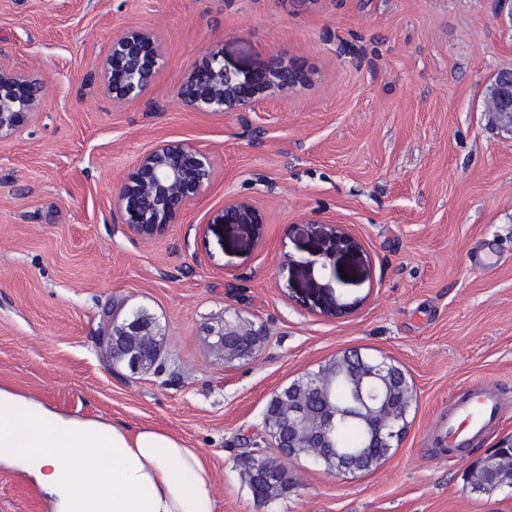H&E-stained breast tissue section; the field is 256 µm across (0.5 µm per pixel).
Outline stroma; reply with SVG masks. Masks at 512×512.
Here are the masks:
<instances>
[{
  "label": "stroma",
  "mask_w": 512,
  "mask_h": 512,
  "mask_svg": "<svg viewBox=\"0 0 512 512\" xmlns=\"http://www.w3.org/2000/svg\"><path fill=\"white\" fill-rule=\"evenodd\" d=\"M131 27L160 32L166 64L116 105L99 66ZM210 48L232 71L295 59L314 83L250 112L184 110L174 97ZM0 60L49 84L37 120L0 142L1 385L178 435L207 457L219 512H512V489L465 481L512 437V135L485 106L512 70V0H0ZM168 140L212 154L215 178L163 234L132 238L118 184ZM239 197L259 235L211 223ZM317 219L350 246L324 255ZM328 289L343 313L323 311ZM108 308L154 318L161 367L101 356ZM233 313L263 338L246 362L205 340ZM347 349L408 370L406 436L356 475L294 460L288 497L258 505L247 457L269 452L268 399ZM475 381L504 419L449 451L448 406ZM0 512H50L48 496L0 466Z\"/></svg>",
  "instance_id": "35a3bbf8"
}]
</instances>
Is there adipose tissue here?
<instances>
[{
  "label": "adipose tissue",
  "instance_id": "ef3b65f1",
  "mask_svg": "<svg viewBox=\"0 0 512 512\" xmlns=\"http://www.w3.org/2000/svg\"><path fill=\"white\" fill-rule=\"evenodd\" d=\"M0 461L32 477L54 512L218 510L209 465L177 435L54 410L3 386Z\"/></svg>",
  "mask_w": 512,
  "mask_h": 512
}]
</instances>
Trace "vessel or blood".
<instances>
[{"mask_svg": "<svg viewBox=\"0 0 512 512\" xmlns=\"http://www.w3.org/2000/svg\"><path fill=\"white\" fill-rule=\"evenodd\" d=\"M504 403L493 386L470 384L448 409V429L444 435L449 445L461 440L484 437L499 422Z\"/></svg>", "mask_w": 512, "mask_h": 512, "instance_id": "vessel-or-blood-1", "label": "vessel or blood"}]
</instances>
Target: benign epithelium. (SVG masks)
Instances as JSON below:
<instances>
[{
    "mask_svg": "<svg viewBox=\"0 0 512 512\" xmlns=\"http://www.w3.org/2000/svg\"><path fill=\"white\" fill-rule=\"evenodd\" d=\"M165 62L164 45L158 31L129 28L112 41V47L100 64V80L105 93L115 104H125L141 97L153 83ZM310 82L307 69L296 60L275 57L262 70L232 72L224 67L222 55L207 50L180 86L178 104L191 112L223 113L253 110L267 100L285 98L293 90ZM44 77L34 70H20L0 62V141L14 137L39 114L46 94ZM496 125L512 133V100L494 111ZM215 177L213 158L185 140L164 141L145 152L134 170L121 180L115 197L116 208L127 231L140 239L163 232L191 203L208 190ZM213 224L235 225L251 233L264 223L256 206L248 199H233L211 218ZM311 232L319 237L325 250L333 251L344 239L342 229L333 224L314 223ZM112 318V328L102 330L98 345L116 350L122 364L137 371L155 350H147L142 341L128 348L115 349L119 336H144L146 330L133 314L124 319L110 311L103 318ZM205 336L210 347L225 354L224 327L210 326ZM386 359L366 365V378L381 382L390 374ZM377 403L378 411L370 420L377 438L395 439L402 424L378 402V396L363 390L355 393L346 411L324 417L320 428L303 433L300 419L305 405L292 398L284 399L288 407V428L270 436L271 447L282 461L298 457L296 449H308L307 457H325L332 462L331 473H354L351 454L337 447L333 435L342 418L357 413L362 402Z\"/></svg>",
    "mask_w": 512,
    "mask_h": 512,
    "instance_id": "1",
    "label": "benign epithelium"
}]
</instances>
